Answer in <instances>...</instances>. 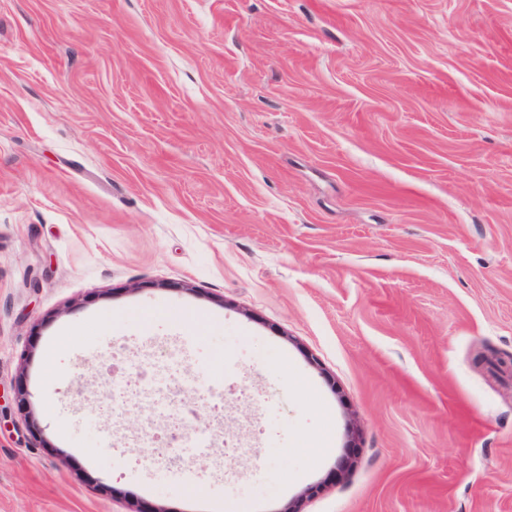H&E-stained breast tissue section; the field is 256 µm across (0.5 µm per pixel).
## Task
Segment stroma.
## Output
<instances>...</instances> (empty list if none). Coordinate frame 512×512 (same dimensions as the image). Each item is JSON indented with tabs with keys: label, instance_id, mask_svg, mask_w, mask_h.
Wrapping results in <instances>:
<instances>
[{
	"label": "stroma",
	"instance_id": "obj_1",
	"mask_svg": "<svg viewBox=\"0 0 512 512\" xmlns=\"http://www.w3.org/2000/svg\"><path fill=\"white\" fill-rule=\"evenodd\" d=\"M486 349L512 0H0V512H512ZM169 350L224 409L157 463L94 401Z\"/></svg>",
	"mask_w": 512,
	"mask_h": 512
}]
</instances>
